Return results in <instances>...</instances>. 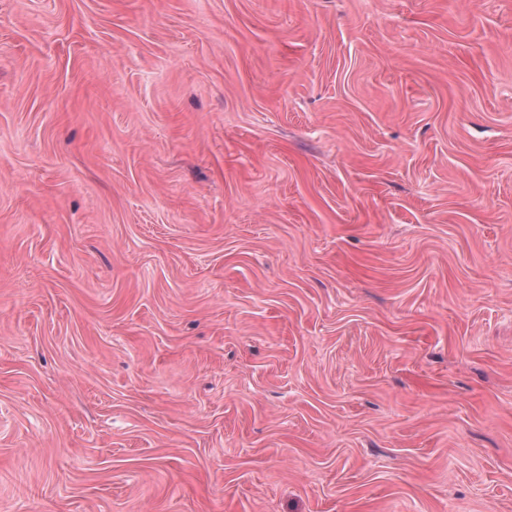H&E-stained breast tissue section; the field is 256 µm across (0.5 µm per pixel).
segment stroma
<instances>
[{"instance_id": "stroma-1", "label": "stroma", "mask_w": 512, "mask_h": 512, "mask_svg": "<svg viewBox=\"0 0 512 512\" xmlns=\"http://www.w3.org/2000/svg\"><path fill=\"white\" fill-rule=\"evenodd\" d=\"M0 512H512V0H0Z\"/></svg>"}]
</instances>
